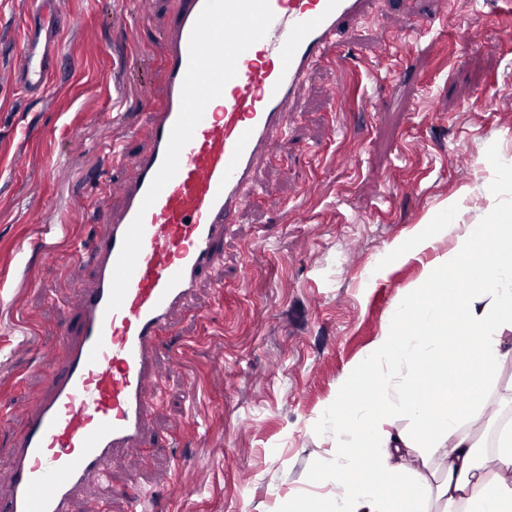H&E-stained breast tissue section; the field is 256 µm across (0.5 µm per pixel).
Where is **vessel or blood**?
<instances>
[{
    "instance_id": "obj_1",
    "label": "vessel or blood",
    "mask_w": 512,
    "mask_h": 512,
    "mask_svg": "<svg viewBox=\"0 0 512 512\" xmlns=\"http://www.w3.org/2000/svg\"><path fill=\"white\" fill-rule=\"evenodd\" d=\"M373 0H173L159 45L162 86L147 95L140 132L112 147L123 177L106 185L119 208L77 252L93 271L72 295L52 367L24 411L0 512H71L74 493L104 486L115 453L137 454L161 402L157 350L173 315L190 310L217 273L224 238L260 196L261 159L283 150L299 92ZM70 24L66 0H29L11 81L43 97ZM148 146L134 149L138 133Z\"/></svg>"
}]
</instances>
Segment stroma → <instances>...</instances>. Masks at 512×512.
Instances as JSON below:
<instances>
[{
	"instance_id": "35a3bbf8",
	"label": "stroma",
	"mask_w": 512,
	"mask_h": 512,
	"mask_svg": "<svg viewBox=\"0 0 512 512\" xmlns=\"http://www.w3.org/2000/svg\"><path fill=\"white\" fill-rule=\"evenodd\" d=\"M447 2L438 20L436 0H379L301 89L282 155L261 166L262 198L224 240L223 294L202 283L178 318L179 342H162L166 400L141 467L113 460L104 512H133V477L154 491V512H282L294 494L323 493L312 474L332 457L318 417L453 241L408 257L392 246L467 186L477 195L464 221L474 222L499 192L493 167L512 158V18L502 0ZM26 6L0 0V413L41 390L43 355L75 315L68 298L90 268L74 247L98 230L81 220L97 202L84 178L122 176L107 152L142 124L172 0H153L147 26L133 0H70L59 67L38 100L9 78ZM333 85L343 102L327 99ZM483 395L495 415L467 430L492 477L512 419V357Z\"/></svg>"
}]
</instances>
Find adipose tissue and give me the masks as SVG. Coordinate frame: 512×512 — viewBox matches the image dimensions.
I'll return each instance as SVG.
<instances>
[{
  "label": "adipose tissue",
  "instance_id": "obj_1",
  "mask_svg": "<svg viewBox=\"0 0 512 512\" xmlns=\"http://www.w3.org/2000/svg\"><path fill=\"white\" fill-rule=\"evenodd\" d=\"M500 195L479 221L466 224L463 198L443 202L398 254L419 253L455 235L421 283L407 289L365 360L347 377L319 418L335 463L314 473L323 495H297L287 512H512V431H502L495 455L503 472L481 473L474 438L461 423L488 417L484 404L460 403L463 392L494 376L512 330V164L499 162ZM407 417L411 431L386 426ZM439 456L442 477L429 486L396 464L413 447Z\"/></svg>",
  "mask_w": 512,
  "mask_h": 512
}]
</instances>
